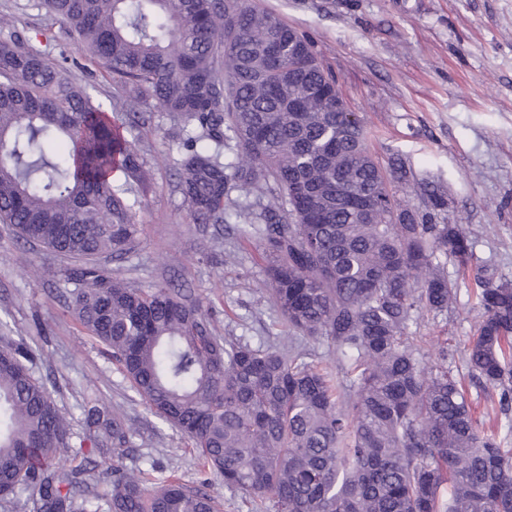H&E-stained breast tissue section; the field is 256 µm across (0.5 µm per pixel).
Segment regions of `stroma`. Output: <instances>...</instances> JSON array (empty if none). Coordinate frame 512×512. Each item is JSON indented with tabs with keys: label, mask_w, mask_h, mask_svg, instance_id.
Returning <instances> with one entry per match:
<instances>
[{
	"label": "stroma",
	"mask_w": 512,
	"mask_h": 512,
	"mask_svg": "<svg viewBox=\"0 0 512 512\" xmlns=\"http://www.w3.org/2000/svg\"><path fill=\"white\" fill-rule=\"evenodd\" d=\"M307 36L332 71L351 111L363 119L380 163L402 155L412 171L396 196L426 211L421 186L439 185L448 206L437 220L459 225L478 260L512 280V0H249ZM154 113L141 150L153 181L138 213L140 245L119 268L133 285L169 284L213 312L221 333L251 344L274 342L282 319L267 301L264 262L254 244L219 235L211 258L196 250L199 227L176 192L177 157ZM236 249L240 261L224 262ZM60 263L0 224V346L25 341L34 377L53 381L52 396L84 430L88 396L120 413L136 436L121 464L130 470L175 468L182 484L214 498L217 512H250L241 492L202 468L182 434L146 410L110 353L85 333L67 307ZM462 281L448 316L411 324L427 349L448 341L461 363L478 306Z\"/></svg>",
	"instance_id": "obj_1"
}]
</instances>
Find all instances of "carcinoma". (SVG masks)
Returning a JSON list of instances; mask_svg holds the SVG:
<instances>
[{
	"label": "carcinoma",
	"mask_w": 512,
	"mask_h": 512,
	"mask_svg": "<svg viewBox=\"0 0 512 512\" xmlns=\"http://www.w3.org/2000/svg\"><path fill=\"white\" fill-rule=\"evenodd\" d=\"M65 28L0 37V223L68 260L69 305L131 388L203 465L265 512H512V435L486 432L468 393L410 335L457 302L473 241L397 202L362 119L336 108V78L313 44L240 0H41ZM125 95L106 106L75 81L68 52ZM161 112L193 223L236 225L266 261L288 344L218 333L212 313L164 285L135 288L107 267L140 245L150 177L140 129ZM370 198L366 215L358 197ZM480 312L461 361L512 404V281L475 279ZM327 343L333 368L298 342ZM24 342L0 348V500L23 512H215L213 498L112 467L90 483L99 445L133 431L90 398L72 442ZM65 454L80 464L61 469Z\"/></svg>",
	"instance_id": "cac0c4a2"
}]
</instances>
